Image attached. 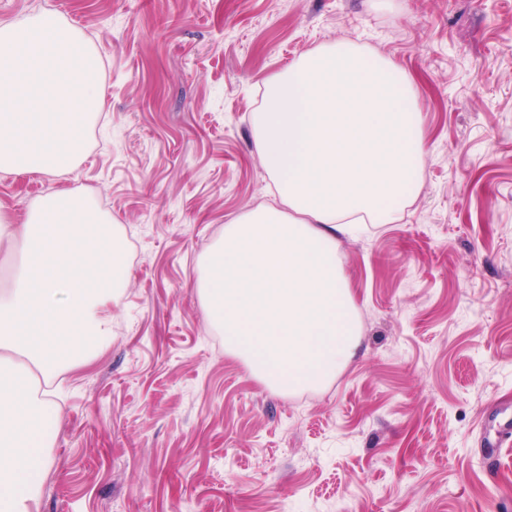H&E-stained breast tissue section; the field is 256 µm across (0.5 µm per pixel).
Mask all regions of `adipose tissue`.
<instances>
[{"label": "adipose tissue", "instance_id": "ef3b65f1", "mask_svg": "<svg viewBox=\"0 0 512 512\" xmlns=\"http://www.w3.org/2000/svg\"><path fill=\"white\" fill-rule=\"evenodd\" d=\"M0 246L18 259L0 285V512H38L57 419L39 383L110 335L101 307L125 258L92 196L69 191L19 224L0 213Z\"/></svg>", "mask_w": 512, "mask_h": 512}]
</instances>
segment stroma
Returning <instances> with one entry per match:
<instances>
[{"label": "stroma", "instance_id": "35a3bbf8", "mask_svg": "<svg viewBox=\"0 0 512 512\" xmlns=\"http://www.w3.org/2000/svg\"><path fill=\"white\" fill-rule=\"evenodd\" d=\"M99 57L84 159L0 171V213L93 194L125 241L110 339L62 368L39 512H512V0H0ZM336 41L396 62L419 188L338 251L360 343L286 394L226 354L197 293L225 224L275 205L262 83Z\"/></svg>", "mask_w": 512, "mask_h": 512}]
</instances>
